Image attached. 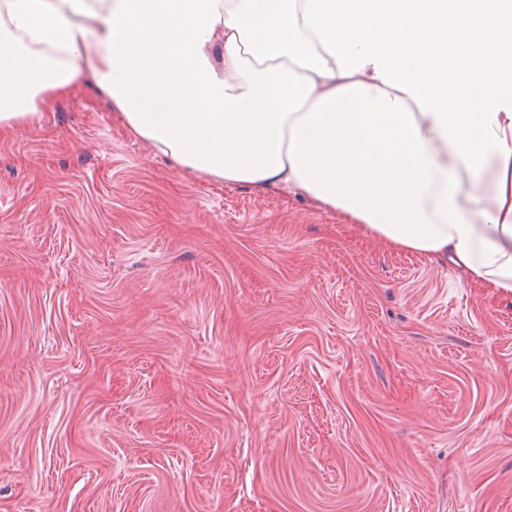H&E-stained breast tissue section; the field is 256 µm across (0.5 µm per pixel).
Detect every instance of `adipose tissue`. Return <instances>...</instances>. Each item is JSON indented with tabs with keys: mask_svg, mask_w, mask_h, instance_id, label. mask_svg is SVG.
I'll use <instances>...</instances> for the list:
<instances>
[{
	"mask_svg": "<svg viewBox=\"0 0 512 512\" xmlns=\"http://www.w3.org/2000/svg\"><path fill=\"white\" fill-rule=\"evenodd\" d=\"M0 130L87 82L155 153L512 297V0H0Z\"/></svg>",
	"mask_w": 512,
	"mask_h": 512,
	"instance_id": "obj_1",
	"label": "adipose tissue"
}]
</instances>
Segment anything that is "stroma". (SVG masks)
Returning a JSON list of instances; mask_svg holds the SVG:
<instances>
[{
  "instance_id": "stroma-1",
  "label": "stroma",
  "mask_w": 512,
  "mask_h": 512,
  "mask_svg": "<svg viewBox=\"0 0 512 512\" xmlns=\"http://www.w3.org/2000/svg\"><path fill=\"white\" fill-rule=\"evenodd\" d=\"M0 512H512V298L77 85L0 137Z\"/></svg>"
}]
</instances>
